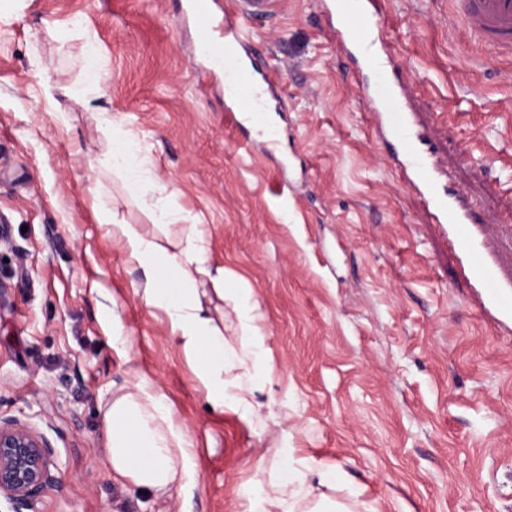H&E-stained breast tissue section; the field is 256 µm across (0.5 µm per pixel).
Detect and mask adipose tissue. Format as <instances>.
Returning a JSON list of instances; mask_svg holds the SVG:
<instances>
[{
  "mask_svg": "<svg viewBox=\"0 0 512 512\" xmlns=\"http://www.w3.org/2000/svg\"><path fill=\"white\" fill-rule=\"evenodd\" d=\"M106 163L141 193L150 192L145 162L130 135L113 134ZM102 221L108 233L123 242L128 263L140 270L137 288L145 304L165 313L170 336L195 358L197 378L210 407L233 408L251 423L264 426L255 394L267 379L265 334L256 322V304L249 294L231 288L232 276L226 269L208 265L207 225H188L184 239L168 249L120 219L116 209L105 210ZM210 294L229 303L239 322L240 343L225 337L223 320L205 305ZM106 442L113 472L128 484L157 495L184 488L192 444L147 377H139L132 390L111 402ZM266 455L277 471L271 491L262 498L246 497L242 512H297L299 501L308 498L313 501L308 512H337L335 502L313 495L316 487H335L334 467L295 459L287 448H270Z\"/></svg>",
  "mask_w": 512,
  "mask_h": 512,
  "instance_id": "ef3b65f1",
  "label": "adipose tissue"
}]
</instances>
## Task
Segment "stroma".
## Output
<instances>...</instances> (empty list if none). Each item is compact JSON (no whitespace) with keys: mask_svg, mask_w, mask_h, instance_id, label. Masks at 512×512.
I'll return each mask as SVG.
<instances>
[{"mask_svg":"<svg viewBox=\"0 0 512 512\" xmlns=\"http://www.w3.org/2000/svg\"><path fill=\"white\" fill-rule=\"evenodd\" d=\"M185 2L0 0V416L54 449L35 512H240L269 490L260 457L275 445L336 466L328 495L352 512H512V334L480 312L389 161L364 74L312 0L239 19L285 103L242 136ZM380 4L449 186L512 255V57L476 47L448 0ZM116 127L186 222L156 229L105 167ZM111 201L167 248L208 225L209 264L251 292L266 332L263 435L209 409L99 222ZM140 375L192 442L187 491L159 497L109 465L106 405Z\"/></svg>","mask_w":512,"mask_h":512,"instance_id":"1","label":"stroma"}]
</instances>
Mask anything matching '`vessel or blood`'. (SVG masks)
Here are the masks:
<instances>
[{
	"instance_id": "1",
	"label": "vessel or blood",
	"mask_w": 512,
	"mask_h": 512,
	"mask_svg": "<svg viewBox=\"0 0 512 512\" xmlns=\"http://www.w3.org/2000/svg\"><path fill=\"white\" fill-rule=\"evenodd\" d=\"M379 0H331L329 33L346 50L357 51L367 69V99L375 126L387 137L390 157L402 167L411 188L419 192L440 234L458 254L461 272L475 288L481 310L500 326L512 321V270L498 260L493 244L461 193L444 187L431 145L416 128L391 77L393 52L381 35ZM468 33L491 49L512 54V0H452ZM279 0H232L231 16L216 29L208 0H194V23L213 64L224 71L227 111L241 113L252 127L261 125L270 108L272 74H258L252 59L240 50L234 17L265 18L276 14Z\"/></svg>"
}]
</instances>
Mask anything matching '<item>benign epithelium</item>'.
<instances>
[{"instance_id": "obj_1", "label": "benign epithelium", "mask_w": 512, "mask_h": 512, "mask_svg": "<svg viewBox=\"0 0 512 512\" xmlns=\"http://www.w3.org/2000/svg\"><path fill=\"white\" fill-rule=\"evenodd\" d=\"M53 447L30 425L0 418V498L14 512L31 509L42 491L57 482L52 473Z\"/></svg>"}]
</instances>
